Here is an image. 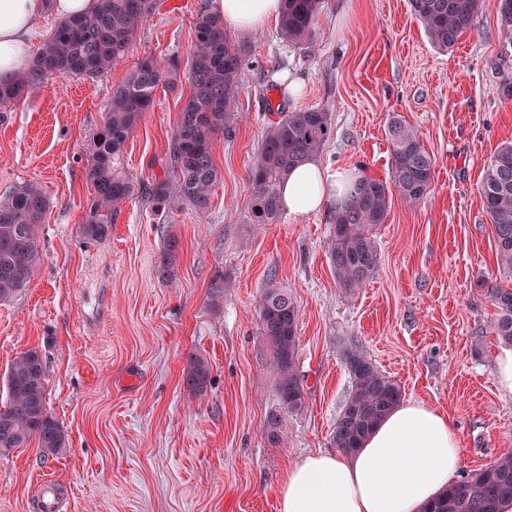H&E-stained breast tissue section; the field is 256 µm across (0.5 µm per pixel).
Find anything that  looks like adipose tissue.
<instances>
[{"instance_id":"ef3b65f1","label":"adipose tissue","mask_w":512,"mask_h":512,"mask_svg":"<svg viewBox=\"0 0 512 512\" xmlns=\"http://www.w3.org/2000/svg\"><path fill=\"white\" fill-rule=\"evenodd\" d=\"M92 0H0V77L31 63L33 32L45 15L66 18ZM283 0H215L226 27L247 36L279 17ZM357 177L317 159L295 167L282 187L288 213L305 214L341 202ZM463 448L446 414L420 402L398 405L361 448L346 455L319 451L289 465L278 512H422L456 483Z\"/></svg>"}]
</instances>
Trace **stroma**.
I'll return each mask as SVG.
<instances>
[{
    "mask_svg": "<svg viewBox=\"0 0 512 512\" xmlns=\"http://www.w3.org/2000/svg\"><path fill=\"white\" fill-rule=\"evenodd\" d=\"M154 0L123 62L97 78L50 77L0 120V196L28 182L47 195L39 272L21 298L0 302V379L39 349L47 409L68 445L43 454L37 440L0 455V512H277L288 465L333 450L351 390L344 348L398 383L402 399L446 412L464 449L461 476L512 451V397L500 393L491 332L495 308L479 281L512 284L499 267L494 227L478 186L512 142V55L497 0H482L453 49L437 50L408 0H325L315 44L281 39L270 21L240 39L245 61L229 136L213 157L211 206L159 216L122 205L108 236L78 233L92 196L85 171L113 86L143 57L187 60L201 6ZM180 67L131 133L121 163L135 181L164 175L172 132L189 96ZM328 112L333 135L320 158L390 181L388 125L413 126L435 160L417 204L393 198L372 235L377 265L364 288L341 291L326 242L329 210L251 224L249 172L280 113ZM179 247L169 280L155 266L168 236ZM231 279L209 299L214 274ZM288 289L298 310L304 405L283 412L278 377L260 334L266 288ZM210 381L187 384L190 357ZM283 419L279 442L269 422Z\"/></svg>",
    "mask_w": 512,
    "mask_h": 512,
    "instance_id": "stroma-1",
    "label": "stroma"
}]
</instances>
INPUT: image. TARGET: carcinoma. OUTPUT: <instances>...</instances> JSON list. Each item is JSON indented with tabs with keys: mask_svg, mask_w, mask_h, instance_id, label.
<instances>
[{
	"mask_svg": "<svg viewBox=\"0 0 512 512\" xmlns=\"http://www.w3.org/2000/svg\"><path fill=\"white\" fill-rule=\"evenodd\" d=\"M91 10L58 23L39 48L32 66L0 78V111L17 103L46 78L97 77L124 59L153 0H93ZM324 0H284L279 18L281 38L312 46L315 24ZM481 0H409L412 15L437 49L453 48L471 28ZM501 26L512 47V0H497ZM243 54L225 30L224 21L202 7L194 22L190 54V94L169 145L164 176L137 183L119 170V159L132 131L154 102L159 86L169 84L180 67L170 58L160 64L141 59L125 80L112 88L103 124L92 138V159L86 179L92 200L79 233L89 241L107 237L121 205L136 195L146 197L156 212H171L188 203L204 212L218 179L213 148L219 134L229 135L238 120L235 102ZM329 113L305 109L281 115L266 128L257 159L249 173L246 204L251 224H277L284 214L281 186L301 161L319 155L332 136ZM392 184L369 176L358 179L345 200L329 214L327 251L336 282L353 294L371 277L377 245L371 230L386 222L391 207L390 186L408 204L431 190L435 161L422 146L417 131L399 121L389 129ZM483 208L494 226L498 262L512 271V144L500 147L479 185ZM49 201L36 183L15 188L0 199V301L22 296L36 270L39 231ZM178 239L171 235L158 275H171ZM497 308L493 333L512 345V288L479 284ZM260 333L269 345L278 374L282 409L298 411L304 404L298 376V311L288 290L272 286L259 302ZM343 361L351 391L336 419L332 440L343 453L361 447L385 416L401 401L400 386L377 371L358 350L346 348ZM188 383L202 389L209 380L208 363L189 359ZM6 404L0 407V454H8L35 438L45 454L67 447L66 435L46 408V371L40 350L22 351L5 375ZM512 501V452L451 485L423 512H500Z\"/></svg>",
	"mask_w": 512,
	"mask_h": 512,
	"instance_id": "obj_1",
	"label": "carcinoma"
}]
</instances>
